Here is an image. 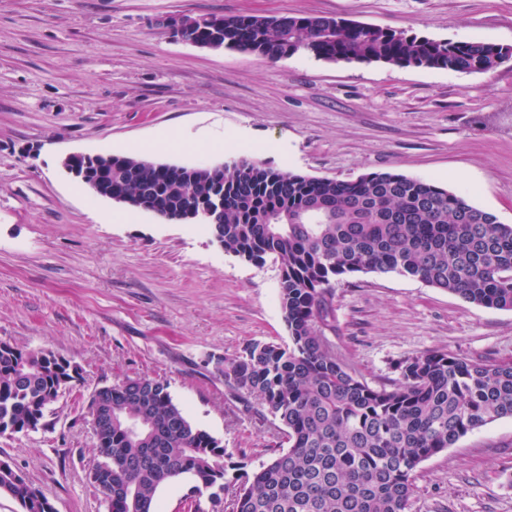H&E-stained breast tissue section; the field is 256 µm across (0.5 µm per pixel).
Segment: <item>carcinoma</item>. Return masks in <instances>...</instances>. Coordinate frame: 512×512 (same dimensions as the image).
<instances>
[{
  "mask_svg": "<svg viewBox=\"0 0 512 512\" xmlns=\"http://www.w3.org/2000/svg\"><path fill=\"white\" fill-rule=\"evenodd\" d=\"M187 35L272 59L304 54L333 62L383 61L459 73L487 72L502 47L458 44L326 16H185ZM83 184L168 220H198L224 251L280 270L290 343L253 341L224 358V384L281 424L279 449L251 478H227L224 446L194 426L168 384L140 377L95 393L96 467L121 490L111 512H155L158 491L178 477L192 491L230 496V512H407L425 460L501 418L512 419V361L484 364L430 351L400 361L399 382L373 388L331 349V283L356 273H396L467 302L512 311V224L466 196L395 172L353 181L275 170L247 158L217 165L162 164L103 155L78 160ZM224 209L202 213L218 192ZM316 213L320 223L282 224ZM78 367L51 352L0 342V434L36 426ZM0 492L24 512H56L12 467Z\"/></svg>",
  "mask_w": 512,
  "mask_h": 512,
  "instance_id": "carcinoma-1",
  "label": "carcinoma"
}]
</instances>
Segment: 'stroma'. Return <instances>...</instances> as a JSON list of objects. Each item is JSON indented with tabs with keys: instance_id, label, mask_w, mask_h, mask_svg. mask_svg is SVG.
<instances>
[{
	"instance_id": "35a3bbf8",
	"label": "stroma",
	"mask_w": 512,
	"mask_h": 512,
	"mask_svg": "<svg viewBox=\"0 0 512 512\" xmlns=\"http://www.w3.org/2000/svg\"><path fill=\"white\" fill-rule=\"evenodd\" d=\"M316 15L435 39L512 47V0H0V342L49 351L80 379L36 430L0 435L8 463L57 512H109L92 397L167 382L240 477L280 449L279 422L224 383L219 362L255 340L288 344L280 271L224 251L207 226L95 196L70 153L177 165L259 152L271 167L354 180L396 172L466 195L512 224V60L457 73L296 55L272 61L183 42L168 16ZM179 147L154 151L159 133ZM337 357L370 387L428 351L512 361V311L395 273L333 283ZM179 478L156 512H224ZM408 512H512V419L462 437L418 468Z\"/></svg>"
}]
</instances>
